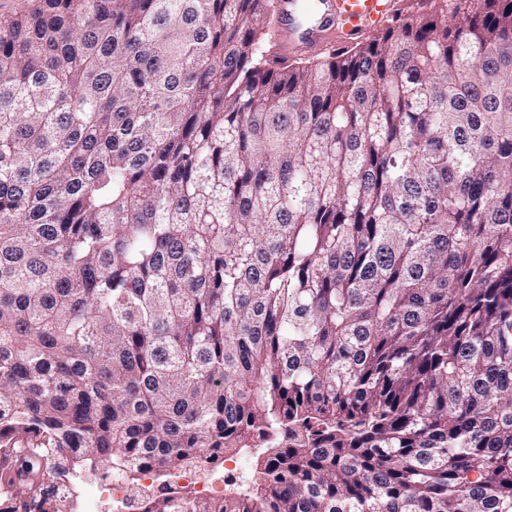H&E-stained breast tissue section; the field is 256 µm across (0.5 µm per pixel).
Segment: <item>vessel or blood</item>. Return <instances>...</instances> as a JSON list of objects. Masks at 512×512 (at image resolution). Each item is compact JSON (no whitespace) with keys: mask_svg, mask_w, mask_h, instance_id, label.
Wrapping results in <instances>:
<instances>
[{"mask_svg":"<svg viewBox=\"0 0 512 512\" xmlns=\"http://www.w3.org/2000/svg\"><path fill=\"white\" fill-rule=\"evenodd\" d=\"M298 0H273L283 25L281 52L295 45L310 49L333 50L339 42L363 39L374 27L387 21L393 11L392 0H317L314 16L300 20Z\"/></svg>","mask_w":512,"mask_h":512,"instance_id":"vessel-or-blood-1","label":"vessel or blood"}]
</instances>
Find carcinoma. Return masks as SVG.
<instances>
[{
	"label": "carcinoma",
	"instance_id": "cac0c4a2",
	"mask_svg": "<svg viewBox=\"0 0 512 512\" xmlns=\"http://www.w3.org/2000/svg\"><path fill=\"white\" fill-rule=\"evenodd\" d=\"M272 0L0 19V512H512V0L326 60ZM99 491L108 494L113 502L117 503V510L115 512H136L132 508V501L130 500L131 491L127 484H123L114 474L104 473L100 479Z\"/></svg>",
	"mask_w": 512,
	"mask_h": 512
}]
</instances>
